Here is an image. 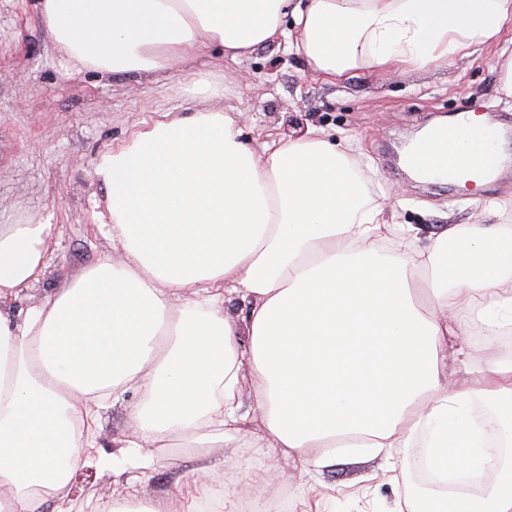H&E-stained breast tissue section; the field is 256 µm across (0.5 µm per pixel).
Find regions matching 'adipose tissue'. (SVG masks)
<instances>
[{
	"label": "adipose tissue",
	"instance_id": "1",
	"mask_svg": "<svg viewBox=\"0 0 512 512\" xmlns=\"http://www.w3.org/2000/svg\"><path fill=\"white\" fill-rule=\"evenodd\" d=\"M42 17L71 62L102 72L284 42L333 83L479 53L512 0H43ZM355 169L352 142L314 129L254 151L230 112L155 122L95 163L99 230L124 263L101 259L23 310L52 227L0 224V512H41L84 455L146 476L172 438L236 448L253 426L254 447L302 475L390 448L443 484L492 475L482 495L410 494L404 512H512V462L488 469L472 415L495 404L512 443V364L473 367L467 341L512 334V225L450 224L420 244ZM132 387L128 438L99 452L101 410ZM188 484L210 496L209 467L127 512H184Z\"/></svg>",
	"mask_w": 512,
	"mask_h": 512
}]
</instances>
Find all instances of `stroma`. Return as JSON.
I'll use <instances>...</instances> for the list:
<instances>
[{"instance_id":"35a3bbf8","label":"stroma","mask_w":512,"mask_h":512,"mask_svg":"<svg viewBox=\"0 0 512 512\" xmlns=\"http://www.w3.org/2000/svg\"><path fill=\"white\" fill-rule=\"evenodd\" d=\"M41 0H0V224L50 222L52 262L46 275L21 292L24 309L80 276L102 257L121 263L124 248L97 227L108 217L107 202L93 177L100 152L116 147L137 130L175 115L198 111L238 113L242 140L253 146L267 135L295 137L307 129L331 139L353 140L361 180L371 194L393 192L392 211L399 224L431 234L448 224H489L481 200H498L503 220L512 223V97L499 85L498 55L512 44V22L500 37L470 58L381 77L353 72L343 81L312 79L286 44L258 49L251 57L220 58L203 49L194 62L151 74H102L70 63L41 22ZM208 79L215 96L189 93L191 76ZM463 112L484 116L506 128L501 140L502 180L481 192L448 183L414 180L400 155L423 128L446 123ZM136 391L102 410L99 442L112 451L114 440L129 431L128 409ZM217 467L215 487L234 485L242 463L257 478L269 459L254 448H211ZM197 456L163 449L150 480L80 464L63 497L82 512L121 498H150L170 491L177 474L191 471ZM287 512L324 501L327 512H396L403 482H391L379 457L337 456L310 481L287 473Z\"/></svg>"}]
</instances>
